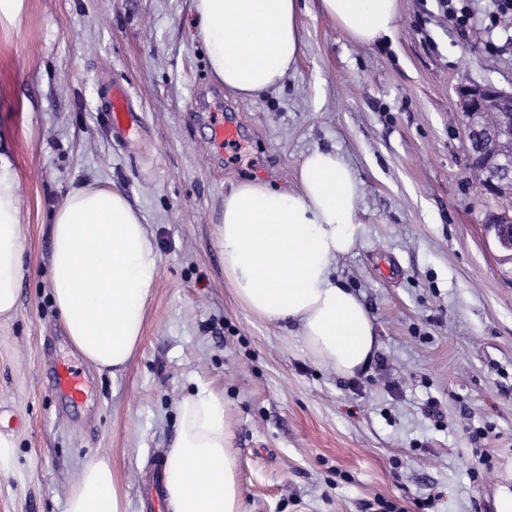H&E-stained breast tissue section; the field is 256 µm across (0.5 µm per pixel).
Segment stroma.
Here are the masks:
<instances>
[{
    "mask_svg": "<svg viewBox=\"0 0 512 512\" xmlns=\"http://www.w3.org/2000/svg\"><path fill=\"white\" fill-rule=\"evenodd\" d=\"M399 0L390 38L359 44L305 0L282 87L252 99L211 74L192 0H24L0 25V153L20 195L23 277L0 318V512H65L83 468L109 456L125 512L175 434L176 406L223 395L244 512H494L512 486V252L469 177L457 88L512 89V14L497 0ZM124 87L137 123L112 127ZM239 124L218 147L209 113ZM352 167L365 231L337 275L378 347L352 377L314 364L295 329L244 310L217 243L224 195L259 177L293 188L314 148ZM121 188L156 239L159 282L118 375L84 363L50 300L52 214L69 190ZM81 367L91 403L52 397V365Z\"/></svg>",
    "mask_w": 512,
    "mask_h": 512,
    "instance_id": "obj_1",
    "label": "stroma"
}]
</instances>
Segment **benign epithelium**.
I'll use <instances>...</instances> for the list:
<instances>
[{
    "label": "benign epithelium",
    "mask_w": 512,
    "mask_h": 512,
    "mask_svg": "<svg viewBox=\"0 0 512 512\" xmlns=\"http://www.w3.org/2000/svg\"><path fill=\"white\" fill-rule=\"evenodd\" d=\"M458 97L466 117V137L470 143L477 144L482 168L488 171L482 187L489 195L498 197L512 186V110L505 111V105H512V90L506 91L492 83L469 84L458 89ZM480 112L498 113L500 125L491 132L479 129L476 117ZM485 224L499 245L512 252V212H492Z\"/></svg>",
    "instance_id": "1"
}]
</instances>
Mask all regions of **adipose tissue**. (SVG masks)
<instances>
[{
	"label": "adipose tissue",
	"instance_id": "adipose-tissue-1",
	"mask_svg": "<svg viewBox=\"0 0 512 512\" xmlns=\"http://www.w3.org/2000/svg\"><path fill=\"white\" fill-rule=\"evenodd\" d=\"M354 41L390 35L398 0H321ZM192 24L211 73L250 99L278 85L301 44L298 0H193ZM356 177L335 152L302 160L294 190L247 180L224 196L217 230L224 281L239 304L268 323L294 322L303 352L340 376L364 369L377 348L364 305L333 276L363 233ZM17 179L0 154V316L14 312L22 273ZM152 235L117 186L69 191L52 216L51 300L71 345L96 370L118 372L143 336L158 283ZM170 512H243L233 433L222 396L197 391L178 406L165 454ZM66 512H125L107 456L88 464Z\"/></svg>",
	"mask_w": 512,
	"mask_h": 512
}]
</instances>
